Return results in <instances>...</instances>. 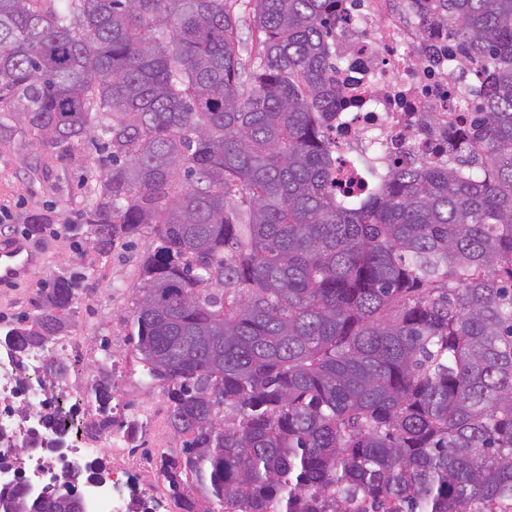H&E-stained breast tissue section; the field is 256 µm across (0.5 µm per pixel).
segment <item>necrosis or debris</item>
Listing matches in <instances>:
<instances>
[{
    "label": "necrosis or debris",
    "mask_w": 512,
    "mask_h": 512,
    "mask_svg": "<svg viewBox=\"0 0 512 512\" xmlns=\"http://www.w3.org/2000/svg\"><path fill=\"white\" fill-rule=\"evenodd\" d=\"M435 0H339L330 39L336 111L326 130L336 148V196L360 202L392 160L443 163L449 133L472 134L487 77L448 54ZM35 415L0 416V460L33 477L53 471L58 456L32 447ZM28 454H19L20 446Z\"/></svg>",
    "instance_id": "obj_1"
}]
</instances>
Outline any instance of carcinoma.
I'll use <instances>...</instances> for the list:
<instances>
[{"label": "carcinoma", "instance_id": "carcinoma-1", "mask_svg": "<svg viewBox=\"0 0 512 512\" xmlns=\"http://www.w3.org/2000/svg\"><path fill=\"white\" fill-rule=\"evenodd\" d=\"M489 71L479 145L336 198V0H0V136L66 162L101 142L100 255L149 229L131 340L187 436L160 470L182 512H512V0H440ZM65 276L4 328L20 360L64 334ZM112 368L90 396L116 423ZM18 480L0 512H74ZM193 492H186L187 488Z\"/></svg>", "mask_w": 512, "mask_h": 512}]
</instances>
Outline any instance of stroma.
<instances>
[{
    "mask_svg": "<svg viewBox=\"0 0 512 512\" xmlns=\"http://www.w3.org/2000/svg\"><path fill=\"white\" fill-rule=\"evenodd\" d=\"M75 154V160L65 165L42 152L29 135L0 139V210L13 216L12 225L0 227V236L11 237L12 226L26 224L35 212L50 225L30 240L38 254L37 267L13 287L0 288V322L33 312L41 288L60 273L71 275L77 300L68 332L82 337L84 351L80 359L66 360L62 378L45 379L48 404L61 403L82 415L100 364L111 359L117 384L114 402L122 420H135L144 412L152 415L153 424L138 432L135 442L102 449L91 457L86 475L105 479L112 512H135L141 505L150 512H178L180 504L169 494L160 458L180 451L185 437L168 422L162 390L143 379L130 339L138 266L152 248L153 236L146 233L134 243L117 244L105 258L90 248L79 213L92 200L89 186L100 172L99 152L87 142Z\"/></svg>",
    "mask_w": 512,
    "mask_h": 512,
    "instance_id": "1",
    "label": "stroma"
}]
</instances>
